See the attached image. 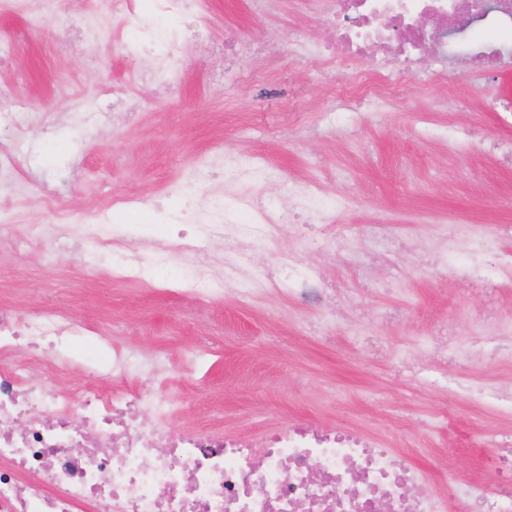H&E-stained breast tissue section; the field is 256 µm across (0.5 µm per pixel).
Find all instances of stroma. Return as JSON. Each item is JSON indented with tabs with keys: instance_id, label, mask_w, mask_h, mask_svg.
<instances>
[{
	"instance_id": "1",
	"label": "stroma",
	"mask_w": 512,
	"mask_h": 512,
	"mask_svg": "<svg viewBox=\"0 0 512 512\" xmlns=\"http://www.w3.org/2000/svg\"><path fill=\"white\" fill-rule=\"evenodd\" d=\"M206 13L210 41L221 42L235 29L270 41L272 50L228 71L205 46H186L188 69L161 96L132 80V72L151 69L153 61L129 57L117 40L121 20L94 14L107 37L85 53L60 50L57 24L31 32L25 19L0 16V35L15 44L0 80L17 73L27 77L23 90L33 120L24 146L36 152L47 129H54L59 148L39 156L36 165L56 171L79 164L81 176L67 197L71 209L115 195L151 198L154 210L123 211L116 218L130 225L126 239L134 250L167 227L168 214L183 209L174 186L222 152L243 154L275 173L270 182L240 184L241 194L320 178L326 198L338 208V222L355 237L353 253L324 259L318 241L287 229L273 246L258 250L255 261L263 267L293 252L320 266L336 286L335 326L308 331L305 324L315 310L266 290L245 303L212 300L202 316L191 317L193 300L170 288L117 286L105 274L75 287L74 276L91 264L89 243L79 249L48 244L37 253L0 259V276L24 290L21 301L4 300L0 309L22 316L60 310L94 330H109L114 343L172 364L181 363L188 350L201 349L183 387L188 399L206 403L171 421L172 430L188 422L204 425L217 415L225 431L235 434L258 433L267 423L331 420L364 429L400 455L412 456L439 490H446L449 479L472 478L488 452L483 434L512 419L465 394L413 384L398 357L417 355L429 374L445 375L443 357L423 354L422 329L447 319L466 337L485 304L480 287L434 264L432 250L441 224H465L476 233L512 224V167L488 157L491 142L512 139V127L502 126L491 108L496 101L512 102V68L494 73L481 92L458 101L450 87L410 82L383 110L344 99L333 103L325 74L342 86L378 61L290 55L298 35L319 42L328 37L314 0H279L262 17L251 16L245 0H207ZM116 90L136 104L133 121L82 132L71 127V109L108 107ZM332 107L335 131H293V124L316 123ZM451 117L468 127V136L434 138V124ZM0 210L10 217L8 231L21 237L50 221L30 197H0ZM374 224L409 237L411 255L367 264ZM380 308L401 311L405 326L366 319L367 311Z\"/></svg>"
}]
</instances>
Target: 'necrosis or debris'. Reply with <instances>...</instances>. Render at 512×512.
<instances>
[{
	"instance_id": "obj_1",
	"label": "necrosis or debris",
	"mask_w": 512,
	"mask_h": 512,
	"mask_svg": "<svg viewBox=\"0 0 512 512\" xmlns=\"http://www.w3.org/2000/svg\"><path fill=\"white\" fill-rule=\"evenodd\" d=\"M128 20L125 43L157 62L151 83L168 88L182 74L180 22L207 23L205 0H102ZM337 29L336 45L351 55L392 48V66L360 74L345 93L349 102L377 107L402 80L413 78L435 49L439 81L479 86L489 67L512 66V0H318ZM23 112H0V192L40 198L61 227L77 215L61 189L42 178L18 180L17 134ZM320 183L292 184L286 195L239 197L233 219L224 199L197 197L200 224L160 235L147 252H124L113 240L108 255L115 281L156 284L171 272L173 287L198 301L231 295L243 300L256 288L284 291L312 304L317 327L333 323L334 289L318 266L289 257L273 273L253 269L247 255L215 274L203 257L220 241L271 244L296 219L333 231L336 211L317 206ZM119 197L80 217L95 233L109 231L115 211L145 205ZM493 241L465 226L442 233L434 260L444 269L486 278ZM89 332L63 313L31 318L0 312V512H512V434L489 432L486 483H457L441 493L428 474L401 459L390 445L333 426L290 424L257 439L223 429L192 426L171 432L168 423L185 397L159 357L101 339L114 378L136 380L116 390L91 378L67 384L81 362L73 351ZM433 353L487 361L512 359V318L496 310L477 317L468 339L428 333Z\"/></svg>"
}]
</instances>
